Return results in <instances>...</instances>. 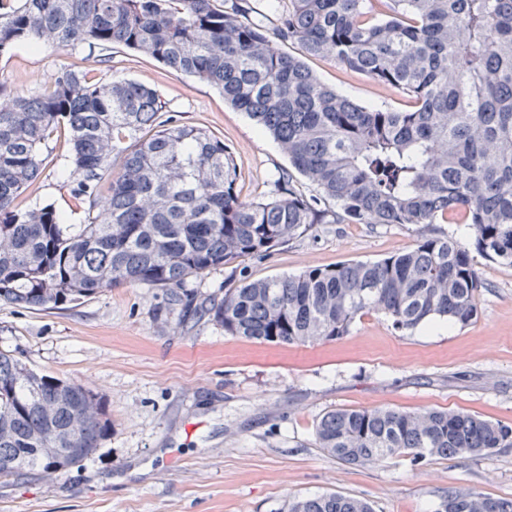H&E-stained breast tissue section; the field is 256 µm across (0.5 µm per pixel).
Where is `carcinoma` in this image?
<instances>
[{"label":"carcinoma","mask_w":512,"mask_h":512,"mask_svg":"<svg viewBox=\"0 0 512 512\" xmlns=\"http://www.w3.org/2000/svg\"><path fill=\"white\" fill-rule=\"evenodd\" d=\"M273 32L251 0H0V55L19 42L122 46L194 76L246 112L317 190L284 171L265 199L236 192L234 152L206 128L164 117L156 89L59 68L32 95L0 80V300L30 309L81 303L118 284L164 288L264 257L314 224L417 227L409 250L283 277L233 279L204 312L224 333L261 343L332 341L356 318L400 332L435 320L469 325L483 282L476 257L512 266V0H283ZM298 48L296 55L282 45ZM320 57L391 87L408 108L367 107L324 83ZM67 147L89 223L16 200L43 148ZM467 224L472 246L436 232ZM111 423L83 383L40 375L0 350V477H49L44 448L92 456ZM316 445L340 461L488 457L512 427L475 415L334 409ZM288 512H373L336 492ZM437 512H512V500L451 493Z\"/></svg>","instance_id":"cac0c4a2"}]
</instances>
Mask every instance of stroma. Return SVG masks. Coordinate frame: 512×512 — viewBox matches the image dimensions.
Returning <instances> with one entry per match:
<instances>
[{
  "instance_id": "stroma-1",
  "label": "stroma",
  "mask_w": 512,
  "mask_h": 512,
  "mask_svg": "<svg viewBox=\"0 0 512 512\" xmlns=\"http://www.w3.org/2000/svg\"><path fill=\"white\" fill-rule=\"evenodd\" d=\"M326 84L366 106L403 108L394 91L335 63L309 59ZM67 66L151 84L175 118L205 126L234 152L239 196L268 194L290 167L246 113L197 78L125 48L101 62L85 45H16L0 78L19 95L34 73ZM72 167L54 150L19 208L53 205L83 224ZM415 227L316 224L263 258L239 262L253 279L376 261L414 246ZM484 286L470 325L437 321L395 331L383 315L334 341L274 345L225 334L187 315L162 288L121 284L83 303L33 310L0 301V350L37 373L75 379L100 396L112 428L91 457L51 480L0 479V512H285L289 499L336 492L374 512H437L449 493L512 499V448L484 459L385 457L362 466L315 444L338 408L455 410L512 425V266L478 262Z\"/></svg>"
}]
</instances>
